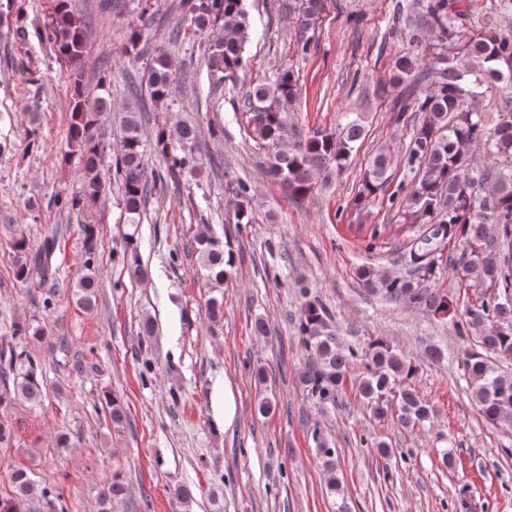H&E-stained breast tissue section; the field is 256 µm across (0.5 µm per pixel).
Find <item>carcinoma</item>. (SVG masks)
<instances>
[{"label": "carcinoma", "mask_w": 512, "mask_h": 512, "mask_svg": "<svg viewBox=\"0 0 512 512\" xmlns=\"http://www.w3.org/2000/svg\"><path fill=\"white\" fill-rule=\"evenodd\" d=\"M184 22L194 32L222 27L207 57L211 81L217 87L232 78L242 63L250 38L245 0H180ZM327 0H303L297 26L296 51L310 52L312 33L327 16ZM475 0H395L392 25L409 30L425 29L432 42L420 50L398 52L392 59V81L423 85L418 94L396 100L398 118L413 117V131L402 162L413 174L402 200V217L419 224L422 231L401 256L405 273L392 274L371 265L357 269L362 287L387 301H406L460 336L473 334L477 344L451 358L456 364L470 404L491 425L512 424V372L496 362L512 356V0H490L483 26L473 27ZM155 21L152 0H138L136 17L128 26L124 54L137 59L147 53L145 31ZM86 21L71 0H57L45 23L43 36L58 56L71 64V112L67 129L69 153L78 156L80 190L59 195L56 205L81 210L105 191L102 166L104 146L98 134L101 116L111 111L108 96L89 99L83 91L81 61L85 53ZM173 73L167 54L154 51L143 71L140 88L155 103L165 102L172 92ZM496 87L499 103L495 118L480 106L483 88ZM298 95L293 74L280 73L249 87L245 108L250 114L253 139L273 148L266 172L278 180L295 202L309 197L315 176L349 162L364 134L361 117L351 119L343 134L315 133L285 146L280 143L282 111ZM198 131L183 126L176 133L159 127L154 144L166 159V178L180 185L196 167L194 151ZM39 113H29L27 147H39ZM112 173L120 190V206L126 223H140L153 175L148 173L139 115L128 110L120 149L112 159ZM390 159L385 150L369 161L362 176L360 199L374 200L390 179ZM444 230L448 244L459 253L434 265L420 262L415 251L424 247L430 227ZM199 266L205 275L224 282L234 256L224 236L213 232L196 238ZM17 278L37 288L57 279V239L43 240L33 251L26 236L15 240ZM122 262L130 277L144 279L147 269L139 260L137 242L129 235ZM456 274L467 288L478 292V303L460 309L437 287L443 271ZM99 282L87 275L76 283L73 295L87 312L95 309ZM297 337L306 358L300 374L303 395L320 411L336 406L346 384H351L361 404L378 420H392L407 431L422 428L434 417L435 407L413 388L420 364L417 356L382 338L351 344L337 334L333 314L316 298L301 304L296 322ZM17 372L12 389L0 393V405L13 400L36 403L43 395L40 362L25 346L0 349V372ZM107 408L114 425L128 414L116 396ZM310 437L322 468L327 493L336 498V512H349L341 496L337 475L338 451L324 429L314 424ZM13 497L0 501V512H23L26 501L51 497L47 488L35 486L30 471L9 467ZM126 488L118 475L102 492L98 512H113Z\"/></svg>", "instance_id": "cac0c4a2"}]
</instances>
